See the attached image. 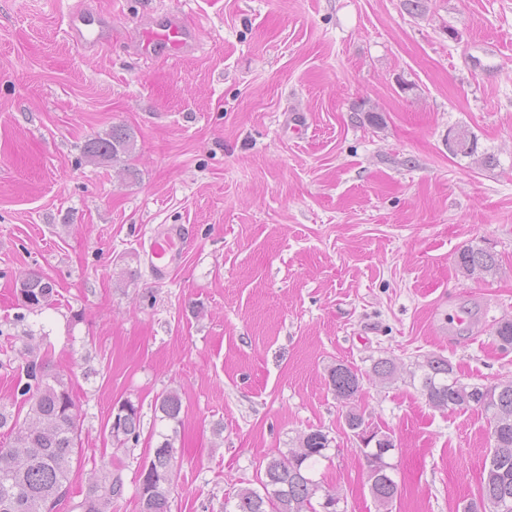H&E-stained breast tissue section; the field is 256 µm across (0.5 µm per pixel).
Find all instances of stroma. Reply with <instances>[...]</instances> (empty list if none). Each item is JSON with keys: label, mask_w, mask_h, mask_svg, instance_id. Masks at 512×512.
Here are the masks:
<instances>
[{"label": "stroma", "mask_w": 512, "mask_h": 512, "mask_svg": "<svg viewBox=\"0 0 512 512\" xmlns=\"http://www.w3.org/2000/svg\"><path fill=\"white\" fill-rule=\"evenodd\" d=\"M78 0H0V405L18 409L23 346L70 375L82 462L57 512L102 463L121 466L112 512H139L146 443L116 447L115 403L182 399L170 512H230L267 456L318 428L315 477L346 512H378L348 407L392 434L390 512H463L490 448L483 412L429 406L407 372L447 358L467 382L512 379L492 334L512 319V0H98L111 47L64 34ZM184 14L198 47L138 52L149 23ZM378 106L382 125L359 112ZM137 139L132 173L88 163L112 126ZM465 127L497 166L448 149ZM165 224L188 243L162 279L147 261ZM479 245L498 269L465 275ZM56 283L25 314L11 281ZM23 313V312H22ZM392 358L398 379L370 372ZM362 373L341 403L329 367ZM458 270L467 274L479 269L485 273H494L497 270L498 259L496 254L479 246H468L461 249L456 255Z\"/></svg>", "instance_id": "stroma-1"}]
</instances>
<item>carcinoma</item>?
<instances>
[{
	"label": "carcinoma",
	"instance_id": "1",
	"mask_svg": "<svg viewBox=\"0 0 512 512\" xmlns=\"http://www.w3.org/2000/svg\"><path fill=\"white\" fill-rule=\"evenodd\" d=\"M457 148L452 154L472 158L480 167L497 165V157L478 151V142L468 129L458 127L449 130ZM134 133L126 126L116 125L103 135L88 139L83 146L84 157L90 163L112 161L131 167L127 162L135 154ZM458 270L467 274L476 269L485 273L497 270L496 254L479 246H468L456 255ZM15 288L19 301L28 311L43 309L54 302L55 281L42 273L28 270L16 274ZM494 336L504 349L512 348V320L497 323ZM397 367L390 358L373 361L371 373L382 381L395 380ZM410 381H417L428 404L441 411H456L457 406L481 392L485 405L480 407L488 415L491 435L495 436L494 455L508 466V471L490 482H480L479 501L464 507V512L496 510L500 493H512V380H502L494 385L467 383L460 379L448 359L427 355L415 363L409 372ZM329 385L336 397L345 400L355 396L362 388V375L344 364L338 363L328 371ZM17 392L28 404L25 417H20L0 405V434L7 442L0 444V452L15 449L19 471L12 473L0 465V501L17 497L22 500L21 512H44V492L69 485L73 465L81 456L80 417L72 415L70 408L77 405L71 379L60 373L49 374L43 364L30 360L26 364L25 380L18 381ZM128 409L122 429L112 440L118 447L137 445L141 439L142 424L140 409L127 400ZM182 399L175 390L162 392L155 402L157 420L171 424V434L152 432L157 438L148 448L153 453L159 448H172L178 437ZM330 447L328 434L321 429L309 430L298 437V448L278 452L266 458L260 488L239 487L234 494V503L242 512H340L326 509L329 501H340L331 490L323 489L314 479L322 461L328 459ZM366 461L370 492L380 509L388 510L397 493V484L390 475L392 466L386 461L387 453L374 447L363 451ZM155 480L152 485L148 512H169L172 479L169 477V459L159 454L153 460ZM109 491V499H117L124 493L125 482L118 467L105 468L101 480H92L77 504L80 512H110L112 504L99 509L101 487Z\"/></svg>",
	"mask_w": 512,
	"mask_h": 512
}]
</instances>
